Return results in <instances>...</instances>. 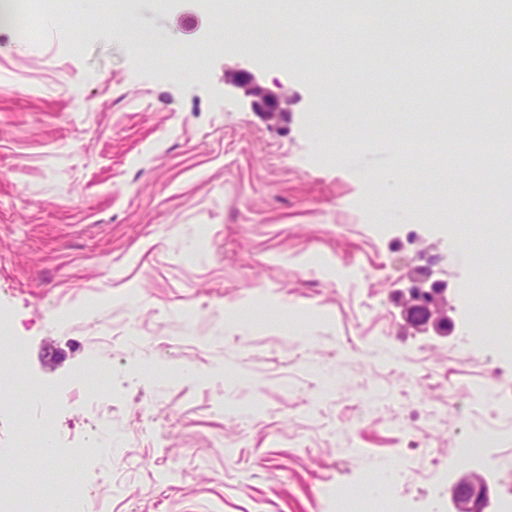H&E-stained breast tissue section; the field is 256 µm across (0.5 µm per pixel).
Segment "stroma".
Instances as JSON below:
<instances>
[{
    "instance_id": "stroma-1",
    "label": "stroma",
    "mask_w": 512,
    "mask_h": 512,
    "mask_svg": "<svg viewBox=\"0 0 512 512\" xmlns=\"http://www.w3.org/2000/svg\"><path fill=\"white\" fill-rule=\"evenodd\" d=\"M100 8L69 0L32 39L0 27V312L25 345L0 388L7 468L39 464L21 423L49 429L61 476L108 427L117 453L81 466L109 512H334L387 463L411 512H449L432 459L474 426L511 450L512 421L471 394L492 327L462 301L483 280L462 233L497 216L454 207L467 179L441 136L512 70L444 77L462 108L442 112L410 58L355 89L314 68L310 45L339 30L261 51L199 0H131L165 44L205 55L186 79ZM228 70L285 90L287 112L268 120ZM413 123L421 150L379 138ZM393 165L399 213L377 184ZM420 271L446 288L447 328L405 317Z\"/></svg>"
}]
</instances>
